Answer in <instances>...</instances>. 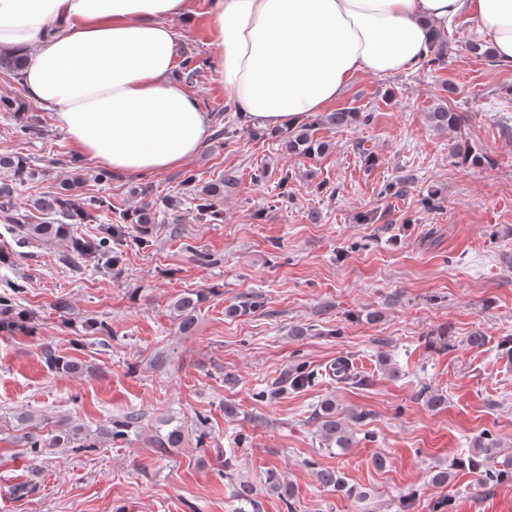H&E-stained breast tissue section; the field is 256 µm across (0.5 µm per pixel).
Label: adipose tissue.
<instances>
[{
	"label": "adipose tissue",
	"mask_w": 512,
	"mask_h": 512,
	"mask_svg": "<svg viewBox=\"0 0 512 512\" xmlns=\"http://www.w3.org/2000/svg\"><path fill=\"white\" fill-rule=\"evenodd\" d=\"M213 77L239 117L285 130L353 77L416 63L449 24L474 21L512 64V0H210ZM190 0H0V47L89 162L124 175L179 167L211 134L173 77V19Z\"/></svg>",
	"instance_id": "1"
}]
</instances>
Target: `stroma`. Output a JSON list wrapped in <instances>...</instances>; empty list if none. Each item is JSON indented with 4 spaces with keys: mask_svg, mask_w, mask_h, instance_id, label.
Returning <instances> with one entry per match:
<instances>
[{
    "mask_svg": "<svg viewBox=\"0 0 512 512\" xmlns=\"http://www.w3.org/2000/svg\"><path fill=\"white\" fill-rule=\"evenodd\" d=\"M208 8L192 0V25L176 24L178 56L201 62L187 90L237 135H211L177 169L101 178L54 113L0 72V99L23 105L0 109V154L32 171L19 209L34 214L76 176L81 198L103 202L97 221L41 246L0 223V293L21 284L14 309L28 316L13 326L0 314V512H240L242 482L257 512H433L443 499L449 512H512V479L485 486L468 462L483 434L512 455V68L470 51V22L449 26L443 64L352 79L333 108L370 122L318 126L329 150L299 157L285 132L225 106L208 66ZM438 106L460 124L434 127ZM228 172L219 216L200 219L190 187ZM146 201L155 223H131ZM114 224L122 234L107 257L71 262V236ZM195 293L205 300L181 329L174 305ZM240 302L245 312L225 315ZM48 346L81 371L48 368ZM341 357L354 380L329 377ZM299 368L312 382L274 394ZM329 398L350 416L344 452L319 432ZM129 413L138 423L126 439L102 434ZM19 414L40 431L80 430L94 448L32 459ZM170 423L182 439L158 450ZM322 469L357 497L323 487ZM443 469L449 482L432 484ZM272 477L292 488L291 504Z\"/></svg>",
    "mask_w": 512,
    "mask_h": 512,
    "instance_id": "stroma-1",
    "label": "stroma"
}]
</instances>
